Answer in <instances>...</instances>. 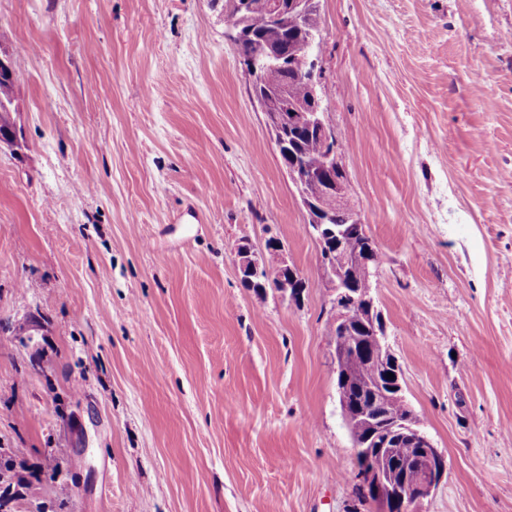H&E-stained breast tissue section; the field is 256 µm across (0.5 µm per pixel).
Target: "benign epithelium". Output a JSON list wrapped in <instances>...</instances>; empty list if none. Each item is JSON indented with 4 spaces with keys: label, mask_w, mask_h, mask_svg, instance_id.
I'll return each instance as SVG.
<instances>
[{
    "label": "benign epithelium",
    "mask_w": 512,
    "mask_h": 512,
    "mask_svg": "<svg viewBox=\"0 0 512 512\" xmlns=\"http://www.w3.org/2000/svg\"><path fill=\"white\" fill-rule=\"evenodd\" d=\"M313 0H230L223 13L238 18L254 10L269 12L284 24L303 27ZM287 98L281 91L271 98L259 97V104L266 112L278 150L286 146L285 132L318 130L324 139L320 166L314 167L294 158L287 162L285 169L294 186L299 188L301 201L308 216V229L319 246V266L327 288L334 295L336 308L334 334L347 335L350 312L355 310L371 330V337L377 342L386 340V331L380 321L375 299L368 288H354L346 276L353 266L364 269L367 277L374 276L368 265L369 251L352 253L345 248L348 225L336 224V204L349 192L345 171L340 163V148L336 136L330 130L323 104L316 100L312 105H295L288 111L280 109V100ZM241 278L248 282L258 279L257 290L278 285L277 291L285 299H297L303 288V279L294 266L279 258L275 268H270L263 259L256 258L247 250L238 253ZM357 352H349L345 339L338 340L334 350L336 372H342L350 358ZM375 375L394 374L393 383L373 391L372 405L358 409L340 394V406L346 422L352 427L365 426L364 437L353 444L361 479L367 494L374 497L377 512H423L422 504L440 485L447 471L444 455L434 445L408 411L392 419L380 412L383 403L391 393L403 391L402 369L390 351L375 353L370 358ZM397 448H414L416 454L400 459L394 456ZM388 451L393 455V464L388 468L373 464V454Z\"/></svg>",
    "instance_id": "benign-epithelium-1"
}]
</instances>
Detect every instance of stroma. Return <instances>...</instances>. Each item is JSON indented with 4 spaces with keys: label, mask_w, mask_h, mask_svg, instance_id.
I'll return each instance as SVG.
<instances>
[{
    "label": "stroma",
    "mask_w": 512,
    "mask_h": 512,
    "mask_svg": "<svg viewBox=\"0 0 512 512\" xmlns=\"http://www.w3.org/2000/svg\"><path fill=\"white\" fill-rule=\"evenodd\" d=\"M323 106L406 400L424 512H512V0H320ZM8 512H375L333 296L211 0H0ZM278 242L299 299L242 285ZM66 486L67 495L56 493Z\"/></svg>",
    "instance_id": "1"
}]
</instances>
